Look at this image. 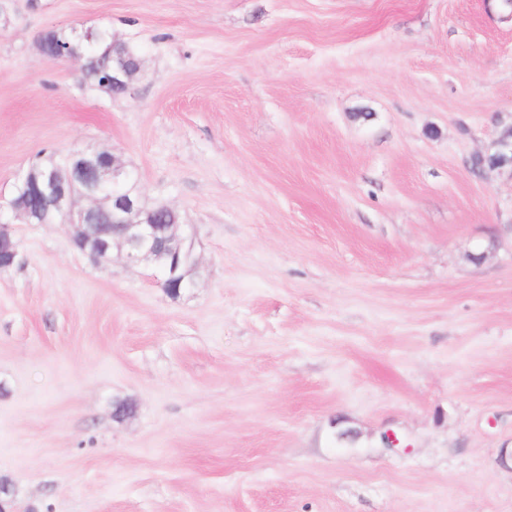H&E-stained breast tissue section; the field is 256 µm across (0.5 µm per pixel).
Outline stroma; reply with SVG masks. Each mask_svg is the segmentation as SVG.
<instances>
[{"label": "stroma", "mask_w": 512, "mask_h": 512, "mask_svg": "<svg viewBox=\"0 0 512 512\" xmlns=\"http://www.w3.org/2000/svg\"><path fill=\"white\" fill-rule=\"evenodd\" d=\"M502 3L0 0V204L106 151L196 261L174 297L12 218L10 512H512V170L472 165L512 128ZM88 26L125 94L42 56Z\"/></svg>", "instance_id": "stroma-1"}]
</instances>
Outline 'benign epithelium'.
Wrapping results in <instances>:
<instances>
[{
  "label": "benign epithelium",
  "instance_id": "1",
  "mask_svg": "<svg viewBox=\"0 0 512 512\" xmlns=\"http://www.w3.org/2000/svg\"><path fill=\"white\" fill-rule=\"evenodd\" d=\"M55 50L65 61L83 59L71 42L57 41ZM492 168L512 169V133L496 142L488 158ZM81 199L91 201L79 207ZM10 210L27 224L69 225L73 244L95 260L105 259L113 248L124 249L132 264H143L163 274L162 286L172 296L193 286L194 266L189 236L178 233V212L169 205H144L134 172L108 152L75 149L51 168L28 170L16 186ZM18 243L9 223L0 224V272L13 267Z\"/></svg>",
  "mask_w": 512,
  "mask_h": 512
}]
</instances>
